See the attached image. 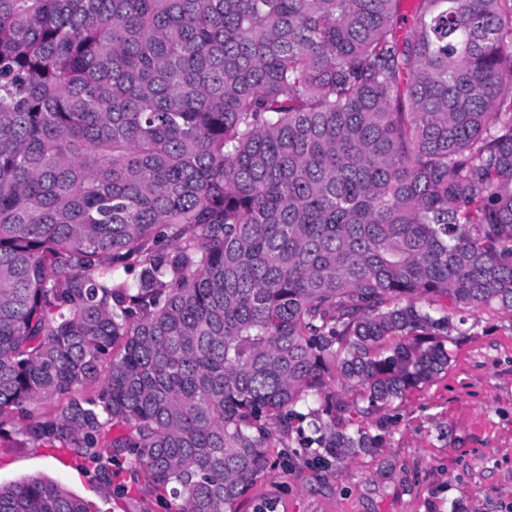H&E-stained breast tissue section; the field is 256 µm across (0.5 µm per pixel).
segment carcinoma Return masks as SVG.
<instances>
[{
	"mask_svg": "<svg viewBox=\"0 0 512 512\" xmlns=\"http://www.w3.org/2000/svg\"><path fill=\"white\" fill-rule=\"evenodd\" d=\"M463 311L512 315V0H0L23 444L238 512L274 448L383 447ZM0 512L94 510L34 477Z\"/></svg>",
	"mask_w": 512,
	"mask_h": 512,
	"instance_id": "carcinoma-1",
	"label": "carcinoma"
}]
</instances>
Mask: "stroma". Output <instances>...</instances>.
Returning a JSON list of instances; mask_svg holds the SVG:
<instances>
[{"label": "stroma", "instance_id": "stroma-1", "mask_svg": "<svg viewBox=\"0 0 512 512\" xmlns=\"http://www.w3.org/2000/svg\"><path fill=\"white\" fill-rule=\"evenodd\" d=\"M459 320L447 373L383 414V448L325 468L288 449L239 512L265 503L275 512H512V316L463 312ZM38 476L97 512H125L72 457L0 447L1 485Z\"/></svg>", "mask_w": 512, "mask_h": 512}]
</instances>
